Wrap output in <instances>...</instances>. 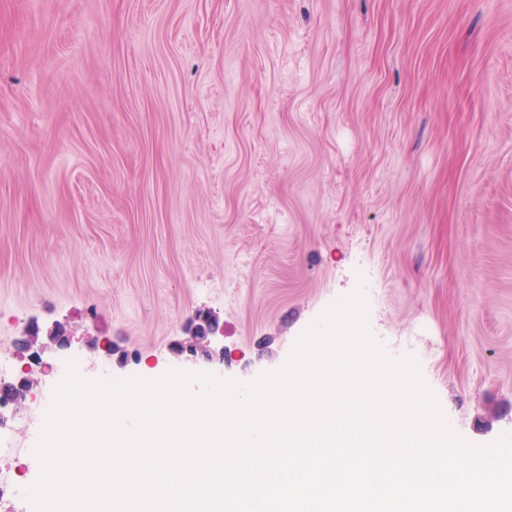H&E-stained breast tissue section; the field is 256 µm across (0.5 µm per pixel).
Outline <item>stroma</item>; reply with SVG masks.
I'll return each mask as SVG.
<instances>
[{"label": "stroma", "mask_w": 512, "mask_h": 512, "mask_svg": "<svg viewBox=\"0 0 512 512\" xmlns=\"http://www.w3.org/2000/svg\"><path fill=\"white\" fill-rule=\"evenodd\" d=\"M364 281L450 429L512 434V0H0V343L43 335L0 479L71 359L249 384Z\"/></svg>", "instance_id": "stroma-1"}]
</instances>
